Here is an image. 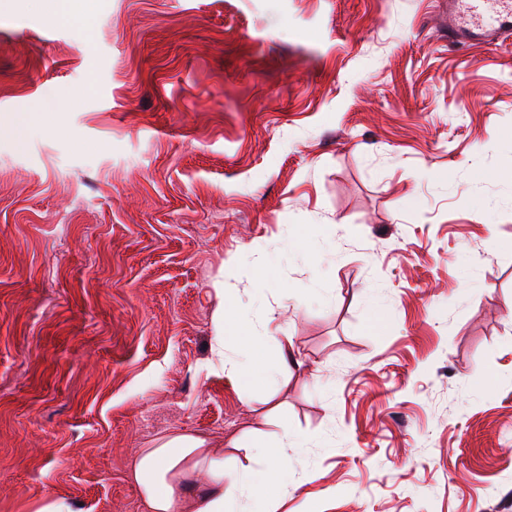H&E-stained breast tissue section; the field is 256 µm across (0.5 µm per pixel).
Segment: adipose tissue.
Instances as JSON below:
<instances>
[{"instance_id":"1","label":"adipose tissue","mask_w":512,"mask_h":512,"mask_svg":"<svg viewBox=\"0 0 512 512\" xmlns=\"http://www.w3.org/2000/svg\"><path fill=\"white\" fill-rule=\"evenodd\" d=\"M292 442L281 437L272 445L259 446L255 454L265 461L262 472L246 469L229 476L223 455L212 452L205 439L171 435L156 448L142 449L132 471L149 512H278L273 498L253 496L257 476L281 481L288 465Z\"/></svg>"}]
</instances>
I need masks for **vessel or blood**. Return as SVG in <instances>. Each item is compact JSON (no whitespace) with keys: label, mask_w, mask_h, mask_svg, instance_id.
Returning a JSON list of instances; mask_svg holds the SVG:
<instances>
[{"label":"vessel or blood","mask_w":512,"mask_h":512,"mask_svg":"<svg viewBox=\"0 0 512 512\" xmlns=\"http://www.w3.org/2000/svg\"><path fill=\"white\" fill-rule=\"evenodd\" d=\"M512 32V0H448V41L494 44Z\"/></svg>","instance_id":"1"}]
</instances>
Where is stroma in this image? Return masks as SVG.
<instances>
[{
  "mask_svg": "<svg viewBox=\"0 0 512 512\" xmlns=\"http://www.w3.org/2000/svg\"><path fill=\"white\" fill-rule=\"evenodd\" d=\"M447 18L0 0V512H145L174 432L299 438L282 512H512V39ZM215 321L217 323L218 335L215 339V344L213 346V354L216 357L217 362L224 367V371L227 370L233 376L242 381L247 382L250 378V374L248 371V349L251 345H257L262 339L268 337L266 326L261 327V329L251 326L246 331L245 339L247 341V347L243 348L238 355V358L230 360V358L224 353V349L226 350V338L227 330L225 328L224 332V310H219L215 315ZM262 330V331H260ZM225 334V336H223Z\"/></svg>",
  "mask_w": 512,
  "mask_h": 512,
  "instance_id": "1",
  "label": "stroma"
}]
</instances>
